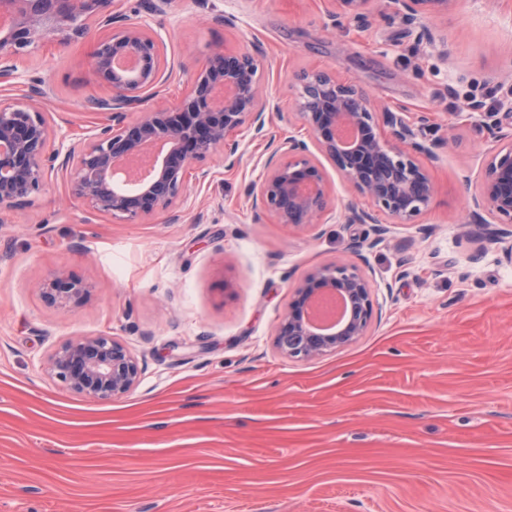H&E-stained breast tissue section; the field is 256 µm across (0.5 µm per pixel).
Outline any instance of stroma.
I'll use <instances>...</instances> for the list:
<instances>
[{
	"instance_id": "1",
	"label": "stroma",
	"mask_w": 512,
	"mask_h": 512,
	"mask_svg": "<svg viewBox=\"0 0 512 512\" xmlns=\"http://www.w3.org/2000/svg\"><path fill=\"white\" fill-rule=\"evenodd\" d=\"M145 3L111 11L163 40L165 106L211 50L247 49L270 135L313 142L297 100L321 72L456 145L428 163L429 211L378 215L379 237L368 224L293 229L256 206L268 151L248 128L240 165L192 162L171 212L89 216L63 171L1 212L0 512H512V265L459 233L497 147L467 107L512 92V0H453L432 22L394 0L358 21L336 20L334 0ZM111 33L94 23L26 51L0 100L41 85L50 147L90 138L107 117L85 102L111 94L90 52ZM339 259L372 274L366 333L285 357L275 334L294 285ZM60 268L86 287L63 307L39 288ZM99 335L137 357L130 393L90 400L44 372L56 349Z\"/></svg>"
}]
</instances>
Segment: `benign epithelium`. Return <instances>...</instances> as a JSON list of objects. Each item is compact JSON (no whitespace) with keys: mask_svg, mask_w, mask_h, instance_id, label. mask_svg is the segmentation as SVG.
I'll return each mask as SVG.
<instances>
[{"mask_svg":"<svg viewBox=\"0 0 512 512\" xmlns=\"http://www.w3.org/2000/svg\"><path fill=\"white\" fill-rule=\"evenodd\" d=\"M370 0H336V19L362 18ZM411 19L434 15L453 0H397ZM110 0H0L8 28L0 31V81L13 77L15 56L49 35L65 40L85 36L86 21L105 27L112 14ZM116 59L134 67L120 70ZM91 65L112 89L107 99L91 98L90 110L108 111V123L90 139L47 151L50 127L34 89L27 102H0V211L18 207L39 190L45 178L70 171L72 194L94 214L134 219L170 210L182 196L191 161L224 151L233 167L241 161L233 135L248 126L265 136L268 99L257 78L258 66L249 52L213 51L205 59L179 106L183 119L148 101L167 81L164 47L140 23L96 41ZM300 115L311 130L318 151L333 162L348 185L366 198L365 209L350 200L333 210L327 173L308 145L293 137L278 142L267 162L257 200L282 223L304 229L336 214L338 224H375L374 211L407 224L428 210L434 186L422 155L436 158V149L450 146L424 134L425 118L411 122L391 109L372 112L366 94L354 85L313 76L302 86ZM130 112L139 113L126 121ZM350 128L355 138L344 143L340 132ZM471 221L463 233L485 235L512 264V143L489 158L485 177L469 201ZM497 228L490 230L487 224ZM45 300L56 306L78 300L85 287L64 271L41 285ZM372 282L354 264L336 262L312 269L298 284L276 330L282 354L316 359L353 343L367 330L373 315ZM338 294L348 305L346 320L333 333L322 334L308 321V310L320 298ZM45 370L66 387L89 399H110L129 393L141 369L133 353L110 336L70 341L48 358Z\"/></svg>","mask_w":512,"mask_h":512,"instance_id":"benign-epithelium-1","label":"benign epithelium"}]
</instances>
